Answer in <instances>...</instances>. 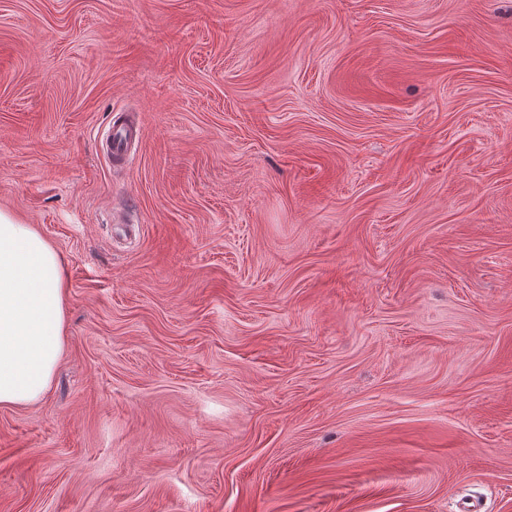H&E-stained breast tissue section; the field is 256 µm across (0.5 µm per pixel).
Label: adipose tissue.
I'll return each instance as SVG.
<instances>
[{
  "instance_id": "obj_1",
  "label": "adipose tissue",
  "mask_w": 512,
  "mask_h": 512,
  "mask_svg": "<svg viewBox=\"0 0 512 512\" xmlns=\"http://www.w3.org/2000/svg\"><path fill=\"white\" fill-rule=\"evenodd\" d=\"M62 256L30 224L0 210V407L38 402L64 351Z\"/></svg>"
}]
</instances>
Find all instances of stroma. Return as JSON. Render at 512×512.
<instances>
[{"mask_svg": "<svg viewBox=\"0 0 512 512\" xmlns=\"http://www.w3.org/2000/svg\"><path fill=\"white\" fill-rule=\"evenodd\" d=\"M0 209V512H512V0H0ZM140 121L138 118L128 117L127 122L109 127L102 138L107 142V149L111 160L117 163L127 161L126 148L129 140L135 136L139 130ZM62 256L30 224L0 210V407L38 402L64 351Z\"/></svg>", "mask_w": 512, "mask_h": 512, "instance_id": "1", "label": "stroma"}]
</instances>
